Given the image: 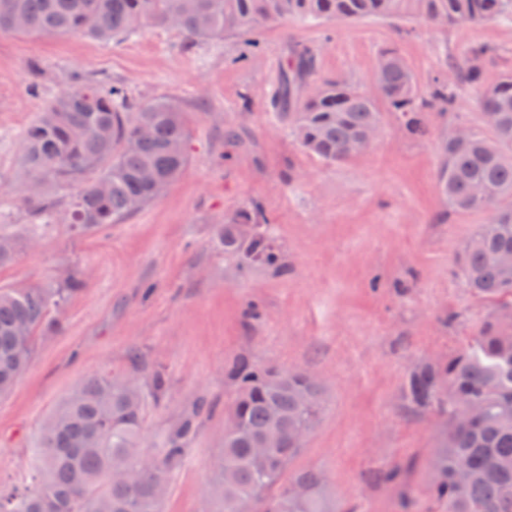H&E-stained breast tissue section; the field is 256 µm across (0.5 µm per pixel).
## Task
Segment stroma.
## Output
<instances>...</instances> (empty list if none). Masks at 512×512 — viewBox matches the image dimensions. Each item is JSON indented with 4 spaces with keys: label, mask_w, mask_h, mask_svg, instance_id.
I'll list each match as a JSON object with an SVG mask.
<instances>
[{
    "label": "stroma",
    "mask_w": 512,
    "mask_h": 512,
    "mask_svg": "<svg viewBox=\"0 0 512 512\" xmlns=\"http://www.w3.org/2000/svg\"><path fill=\"white\" fill-rule=\"evenodd\" d=\"M316 49L311 84L342 75L373 87L379 50L397 46L419 86L442 57L470 44L493 51L486 83L512 70V19L428 28L420 19L318 24L291 20L251 37L189 43L144 26L133 37L0 33V233L15 243L0 288L81 282L37 336L30 366L0 396V483L31 463L29 440L84 376L161 373L145 444L156 448L197 404L196 435L167 487L164 512H219L206 489L234 398L229 363L300 368L324 410L289 471L325 477L336 512H444L431 466L444 429L433 409L402 399L409 369L447 360L497 304L464 287L456 254L483 223L448 212L436 179L441 142L476 128L473 94L405 134L396 116L365 152L328 166L304 153L272 96L293 45ZM124 85L134 100L179 103L190 162L152 203L82 235L33 224L21 192L18 135L67 91L71 74ZM235 138H225V130ZM260 203L277 266H242L220 242L225 214Z\"/></svg>",
    "instance_id": "1"
}]
</instances>
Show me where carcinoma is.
Wrapping results in <instances>:
<instances>
[{
    "label": "carcinoma",
    "mask_w": 512,
    "mask_h": 512,
    "mask_svg": "<svg viewBox=\"0 0 512 512\" xmlns=\"http://www.w3.org/2000/svg\"><path fill=\"white\" fill-rule=\"evenodd\" d=\"M410 16L430 28L473 26L512 18V0H0L1 33L97 40L125 39L149 23L198 43L249 35L290 19L320 24ZM315 54L307 44L292 48L273 105L299 148L326 164L357 154L358 142L379 131L384 111L395 113L409 136L422 137L427 113L453 109L455 85L474 92L481 126L470 129L464 148L453 134L442 142L437 182L448 211L488 214L455 259L466 287L485 301H512V269L495 261L512 254V72L486 84L476 61L489 49L475 44L468 49L470 62L443 60L439 75L423 89L391 45L377 55L379 92L334 77L304 95ZM187 140L174 101L139 104L119 85L74 83L19 138L31 221L61 220L79 232L121 223L182 174L189 162ZM64 188L74 194L60 213L53 197ZM264 223V211L255 204L224 218L218 235L241 260L274 265L279 255L260 230ZM75 291V282L0 289L1 396L28 368L51 312ZM229 376L236 397L209 496L224 512H237L250 498L261 501L263 512H336L318 473L283 480L299 446L289 442L266 459L254 452L274 419L290 438L315 428L324 408L318 384L303 370L246 361L234 363ZM163 390L159 373L148 392L131 376L82 378L33 435L35 465L19 484L0 485V512H162L159 493L180 467L195 417L205 409L195 407L146 454L141 445L147 408ZM403 398L448 419L432 463L433 491L447 512H512V305L483 321L448 361L412 370ZM294 484L308 486L310 494H287Z\"/></svg>",
    "instance_id": "carcinoma-1"
}]
</instances>
